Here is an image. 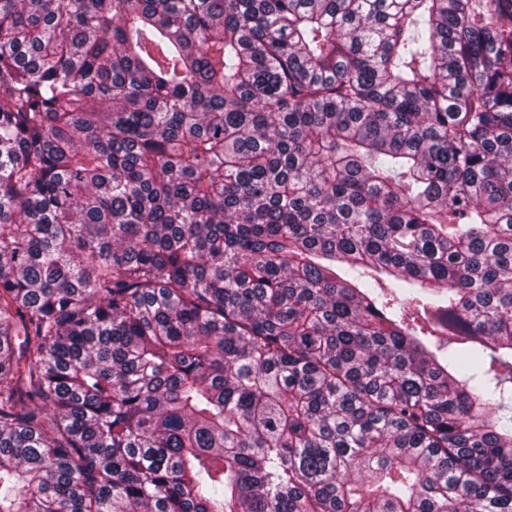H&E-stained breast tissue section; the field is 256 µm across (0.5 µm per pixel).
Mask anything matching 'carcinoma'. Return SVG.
I'll list each match as a JSON object with an SVG mask.
<instances>
[{"instance_id":"1","label":"carcinoma","mask_w":512,"mask_h":512,"mask_svg":"<svg viewBox=\"0 0 512 512\" xmlns=\"http://www.w3.org/2000/svg\"><path fill=\"white\" fill-rule=\"evenodd\" d=\"M0 512H512V0H0Z\"/></svg>"}]
</instances>
